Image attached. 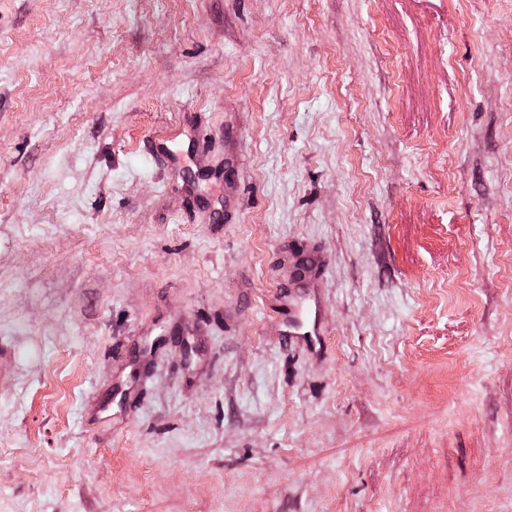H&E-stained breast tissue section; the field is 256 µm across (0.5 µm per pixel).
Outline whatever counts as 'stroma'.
I'll return each instance as SVG.
<instances>
[{
    "label": "stroma",
    "mask_w": 512,
    "mask_h": 512,
    "mask_svg": "<svg viewBox=\"0 0 512 512\" xmlns=\"http://www.w3.org/2000/svg\"><path fill=\"white\" fill-rule=\"evenodd\" d=\"M0 512H512V0H0ZM313 269L312 265L304 266L290 287L303 288L302 291L296 293L293 289H286L278 299L283 316L281 336L287 344L303 342L312 347L322 344L320 301L309 282Z\"/></svg>",
    "instance_id": "obj_1"
}]
</instances>
